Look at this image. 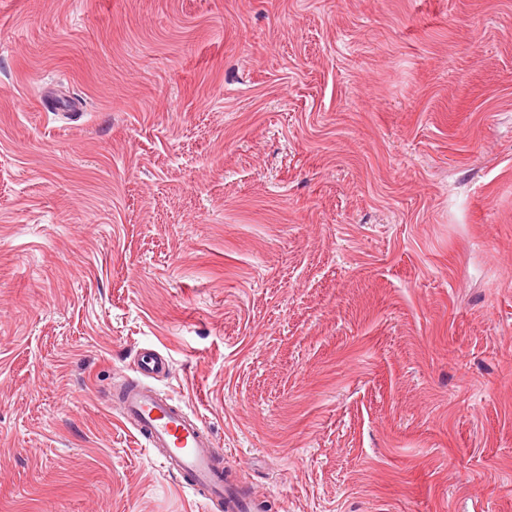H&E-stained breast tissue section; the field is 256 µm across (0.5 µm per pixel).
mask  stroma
Wrapping results in <instances>:
<instances>
[{
  "label": "stroma",
  "mask_w": 512,
  "mask_h": 512,
  "mask_svg": "<svg viewBox=\"0 0 512 512\" xmlns=\"http://www.w3.org/2000/svg\"><path fill=\"white\" fill-rule=\"evenodd\" d=\"M512 512V0H0V512ZM169 359L161 356L153 349H147L140 353L138 360L139 373L143 378L166 375L170 372ZM123 418L149 447L160 451L163 467L181 486L224 500L225 512H252L258 501L248 484L224 479V453L217 451L202 422L149 387L143 380L127 383L116 395Z\"/></svg>",
  "instance_id": "1"
}]
</instances>
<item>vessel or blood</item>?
Segmentation results:
<instances>
[{"instance_id": "1", "label": "vessel or blood", "mask_w": 512, "mask_h": 512, "mask_svg": "<svg viewBox=\"0 0 512 512\" xmlns=\"http://www.w3.org/2000/svg\"><path fill=\"white\" fill-rule=\"evenodd\" d=\"M138 369L139 379L117 394L123 418L149 447L159 450L164 468L182 487L223 501L224 512H254V493L245 481L225 480L224 455L214 448L202 422L148 386V378L169 373V359L147 349L139 356Z\"/></svg>"}]
</instances>
